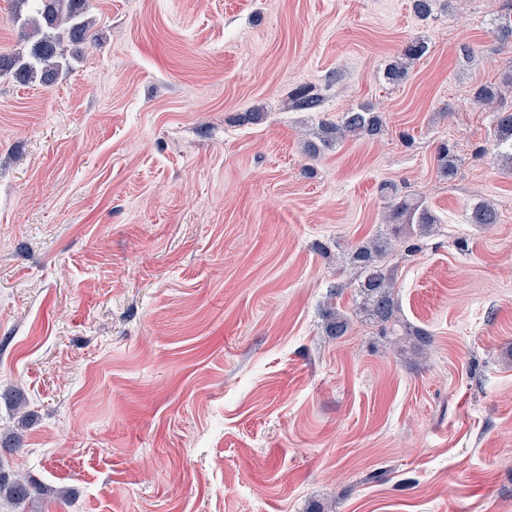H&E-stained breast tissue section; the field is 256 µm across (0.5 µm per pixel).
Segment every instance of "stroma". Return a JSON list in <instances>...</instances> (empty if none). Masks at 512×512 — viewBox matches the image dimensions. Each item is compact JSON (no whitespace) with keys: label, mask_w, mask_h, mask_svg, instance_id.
<instances>
[{"label":"stroma","mask_w":512,"mask_h":512,"mask_svg":"<svg viewBox=\"0 0 512 512\" xmlns=\"http://www.w3.org/2000/svg\"><path fill=\"white\" fill-rule=\"evenodd\" d=\"M497 10L91 0L69 75L0 78V469L69 495L0 512H512V165L471 99L512 107ZM360 104L383 135L310 156ZM386 184L435 229L387 223ZM376 236L418 247L396 316L424 349L358 307L346 259ZM427 50L425 42L411 40L402 46L398 54L385 68V78L391 83H401L409 75V61L421 57Z\"/></svg>","instance_id":"obj_1"}]
</instances>
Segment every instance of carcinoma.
<instances>
[{
	"label": "carcinoma",
	"instance_id": "1",
	"mask_svg": "<svg viewBox=\"0 0 512 512\" xmlns=\"http://www.w3.org/2000/svg\"><path fill=\"white\" fill-rule=\"evenodd\" d=\"M13 22L26 31L27 48L11 56H0V78L16 83H38L50 86L69 74L80 60L81 46L92 42L93 19L88 0H12ZM501 22L495 27L494 36L503 48L512 47V0H500ZM427 46L420 40H411L385 68V78L391 83H401L409 75V61L421 57ZM499 98L496 87L480 84L474 88L472 99L478 105L491 106ZM321 99L318 94L300 89L291 95V105L296 110L315 111ZM493 140L498 156L512 161V108L498 107L493 119ZM384 132L382 113L360 105L344 113L341 123L323 120L319 123L318 142L308 144V151L315 155L320 147L337 145L349 137L374 140ZM455 157L448 145L438 150V169L442 177L454 175ZM496 212L492 206L478 203L470 215L472 224H493ZM387 222L415 224L424 231L436 223L430 210L417 200L391 198ZM391 249L386 238H374L356 245L349 254V264L355 270V285L361 308L381 324L394 320L397 308L394 295V273L385 258ZM348 316L335 308L326 312L324 332L339 338L349 329ZM49 495L51 491L35 486L23 477H10L0 471V498L22 502L32 493Z\"/></svg>",
	"mask_w": 512,
	"mask_h": 512
}]
</instances>
